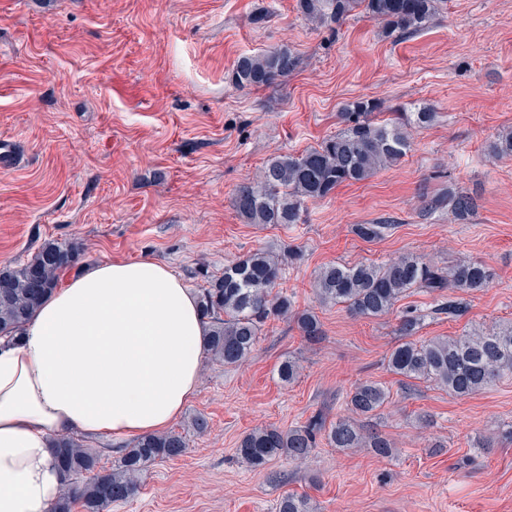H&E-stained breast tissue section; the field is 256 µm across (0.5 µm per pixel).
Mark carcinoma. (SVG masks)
<instances>
[{"mask_svg": "<svg viewBox=\"0 0 512 512\" xmlns=\"http://www.w3.org/2000/svg\"><path fill=\"white\" fill-rule=\"evenodd\" d=\"M441 0H297V11L317 27L339 24L360 11L382 23L388 37L402 38L424 29L439 13ZM299 57L289 48L241 57L232 72L239 88L268 86L296 71ZM383 102L356 98L340 113L343 124L336 134L319 146L301 153H274L255 180L240 186L233 206L247 224H297L304 207L331 196L342 184L368 180L380 169L400 162L411 150L408 128L431 124L436 113L423 107L415 112L390 109L393 117L379 121L375 113ZM456 219L466 221L475 212L474 200L460 192L448 191ZM387 224H357L354 233L366 242L383 237ZM77 242H43L32 258L17 266L0 267V339L15 336L30 316L58 288L61 276L79 260ZM298 258L293 247L276 252L259 249L211 275L201 268L197 274L206 282L198 303L207 327L206 352L226 366L242 363L253 352L263 326L271 318H291L302 336L318 341L324 336L322 323L312 310L295 309L292 297L276 287L283 279L287 261ZM490 271L481 261H460L438 267L420 256L406 254L386 263H333L322 267L315 281L322 303L345 306L364 318L390 313L412 288L440 293L433 313L450 318L464 315L467 304L457 292L488 287ZM450 291L445 296L443 292ZM422 316L407 310L399 320L398 343L387 356L389 370L405 380L434 383L463 399L497 381L512 378V322L464 331L458 336L413 339ZM299 362L289 356L282 360L277 375L283 382L294 381ZM389 391L383 385L365 381L347 395L349 415L328 424L318 416L305 425L288 430L269 426L245 434L237 456L252 468L284 456L302 463L308 459L318 438L332 448H370L383 458L392 455L391 442L372 424V418L387 403ZM60 469L67 478L53 512H107L127 502L141 487L147 468L158 460L182 456L188 448L185 435L170 431L151 435L123 448L112 466H99L102 451L87 447L73 435L54 440ZM89 478L82 483L77 479ZM277 512H314L310 499L285 492L278 499Z\"/></svg>", "mask_w": 512, "mask_h": 512, "instance_id": "carcinoma-1", "label": "carcinoma"}]
</instances>
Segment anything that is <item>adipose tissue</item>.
I'll use <instances>...</instances> for the list:
<instances>
[{"label":"adipose tissue","mask_w":512,"mask_h":512,"mask_svg":"<svg viewBox=\"0 0 512 512\" xmlns=\"http://www.w3.org/2000/svg\"><path fill=\"white\" fill-rule=\"evenodd\" d=\"M205 325L194 291L152 259L70 276L13 341L0 339V512H51L70 433L141 438L197 394Z\"/></svg>","instance_id":"obj_1"}]
</instances>
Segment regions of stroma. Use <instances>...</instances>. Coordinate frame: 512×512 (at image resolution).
Returning a JSON list of instances; mask_svg holds the SVG:
<instances>
[{"mask_svg":"<svg viewBox=\"0 0 512 512\" xmlns=\"http://www.w3.org/2000/svg\"><path fill=\"white\" fill-rule=\"evenodd\" d=\"M281 47L299 57L288 78L232 83L241 56ZM359 97L382 101L384 120L398 105L436 118L410 127L399 163L307 203L301 223H245L235 190L273 153L336 134ZM510 130L512 0H443L426 28L397 40L361 13L315 28L296 0H0V143L16 157L0 168V266L23 264L46 239L73 240L79 266L152 258L197 290L199 267L218 275L292 245L301 255L279 289L325 331L310 342L275 318L245 363L204 359L198 393L172 425L186 454L150 466L112 512H275L287 491L317 512H512V441L501 435L512 379L459 399L386 367L405 310L424 314L420 340L512 321V156L488 153ZM452 188L475 198L470 220L447 205L426 210ZM383 221L391 228L379 240L353 232ZM406 254L441 267L478 259L494 279L465 294L456 320L433 314L438 296L422 288L378 318L318 302L322 266ZM288 356L301 369L286 384L277 366ZM367 380L390 392L376 423L391 457L323 443L302 464L278 457L255 470L238 458L253 429L346 415L347 394Z\"/></svg>","mask_w":512,"mask_h":512,"instance_id":"stroma-1","label":"stroma"}]
</instances>
